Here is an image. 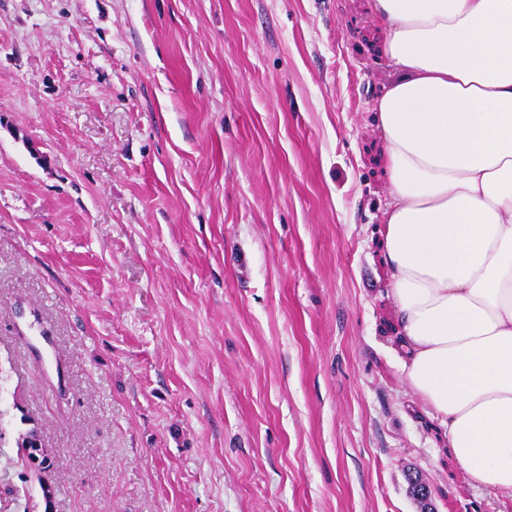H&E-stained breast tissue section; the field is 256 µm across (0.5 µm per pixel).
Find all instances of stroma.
<instances>
[{"label": "stroma", "mask_w": 512, "mask_h": 512, "mask_svg": "<svg viewBox=\"0 0 512 512\" xmlns=\"http://www.w3.org/2000/svg\"><path fill=\"white\" fill-rule=\"evenodd\" d=\"M383 40L368 0H0V512H512L400 369ZM36 433V430H31L27 433L26 438L23 439L21 447L23 449L22 453L24 458H26L28 463H31L33 465V471L37 478V480L40 482V484L43 485V487L46 485V480L51 473L52 469L54 468L56 461L54 458H43L40 462L34 463L32 461V450L35 447H38V444H35V446L32 443L31 437H34ZM29 438V439H28Z\"/></svg>", "instance_id": "stroma-1"}]
</instances>
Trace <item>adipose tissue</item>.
<instances>
[{
    "mask_svg": "<svg viewBox=\"0 0 512 512\" xmlns=\"http://www.w3.org/2000/svg\"><path fill=\"white\" fill-rule=\"evenodd\" d=\"M384 263L408 387L479 487L512 498V0H369Z\"/></svg>",
    "mask_w": 512,
    "mask_h": 512,
    "instance_id": "1",
    "label": "adipose tissue"
}]
</instances>
